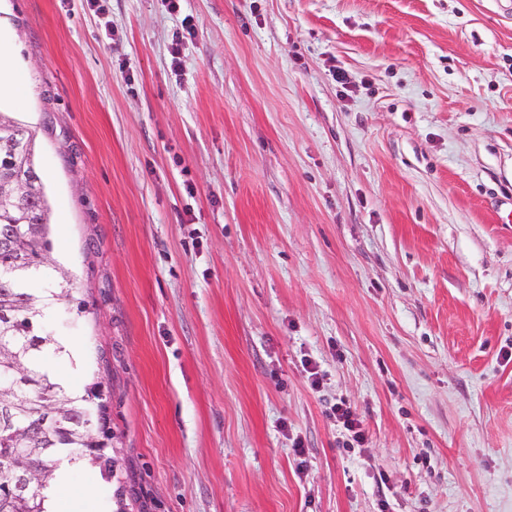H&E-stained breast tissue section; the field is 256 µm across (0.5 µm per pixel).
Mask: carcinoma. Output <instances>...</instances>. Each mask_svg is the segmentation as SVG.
<instances>
[{"instance_id":"1","label":"carcinoma","mask_w":512,"mask_h":512,"mask_svg":"<svg viewBox=\"0 0 512 512\" xmlns=\"http://www.w3.org/2000/svg\"><path fill=\"white\" fill-rule=\"evenodd\" d=\"M32 131L0 111V512H46L44 491L63 463L85 458L110 482L116 470L102 382L79 391L55 370L68 354L41 329L50 305L76 304L68 272L49 257L50 208L35 169ZM51 288L36 292L34 280Z\"/></svg>"}]
</instances>
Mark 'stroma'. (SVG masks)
I'll use <instances>...</instances> for the list:
<instances>
[{"instance_id": "1", "label": "stroma", "mask_w": 512, "mask_h": 512, "mask_svg": "<svg viewBox=\"0 0 512 512\" xmlns=\"http://www.w3.org/2000/svg\"><path fill=\"white\" fill-rule=\"evenodd\" d=\"M1 47L121 465L69 512H512V0H0ZM334 418L341 422L343 427L352 433V440L358 444L364 441V431L360 427V421L350 406L345 403L337 404L331 408Z\"/></svg>"}]
</instances>
